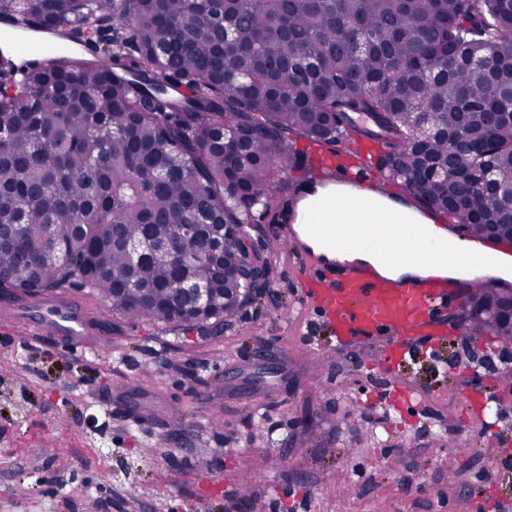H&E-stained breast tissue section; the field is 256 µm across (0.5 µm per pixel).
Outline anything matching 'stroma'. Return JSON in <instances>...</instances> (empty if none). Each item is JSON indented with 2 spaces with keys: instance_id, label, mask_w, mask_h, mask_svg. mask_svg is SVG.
Listing matches in <instances>:
<instances>
[{
  "instance_id": "1",
  "label": "stroma",
  "mask_w": 512,
  "mask_h": 512,
  "mask_svg": "<svg viewBox=\"0 0 512 512\" xmlns=\"http://www.w3.org/2000/svg\"><path fill=\"white\" fill-rule=\"evenodd\" d=\"M278 222L247 240L271 284L223 332L131 322L76 286L107 325L93 352L0 327V512H512V462L487 451L512 430V346L463 342L449 319L379 374L383 340L337 344ZM393 381L414 406L373 403Z\"/></svg>"
}]
</instances>
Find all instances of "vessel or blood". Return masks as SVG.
I'll use <instances>...</instances> for the list:
<instances>
[{"instance_id":"vessel-or-blood-1","label":"vessel or blood","mask_w":512,"mask_h":512,"mask_svg":"<svg viewBox=\"0 0 512 512\" xmlns=\"http://www.w3.org/2000/svg\"><path fill=\"white\" fill-rule=\"evenodd\" d=\"M318 166L331 182L350 184L374 180L373 172L357 164L339 165L332 155H322ZM296 210L283 213L289 237L300 240L311 235L328 246L345 242L360 245L374 236L382 261L404 264L419 260L422 252L418 225L297 224ZM296 278L303 284L310 304L320 311L336 333L339 343L358 337L384 336L388 349L384 371L411 353L414 342L435 341L441 313L458 301L465 285L454 279L387 278L366 265H349L328 259L302 247ZM10 323H25L42 336L61 338L73 352L93 348L97 327L87 312L63 294L41 298L34 304L18 305L9 314Z\"/></svg>"}]
</instances>
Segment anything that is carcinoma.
<instances>
[{
	"mask_svg": "<svg viewBox=\"0 0 512 512\" xmlns=\"http://www.w3.org/2000/svg\"><path fill=\"white\" fill-rule=\"evenodd\" d=\"M4 17L104 55L0 63V288L15 296L78 285L126 319L221 331L270 286L239 276L270 270L242 247L253 208L316 171L298 138L372 144L424 210L512 246V58L495 78L472 62L512 43V0H0ZM424 117L460 147L420 145ZM178 224L200 225L177 238L180 265L131 261L126 242ZM187 280L212 288L206 315L179 303ZM467 299L463 338L506 343L512 290Z\"/></svg>",
	"mask_w": 512,
	"mask_h": 512,
	"instance_id": "carcinoma-1",
	"label": "carcinoma"
}]
</instances>
